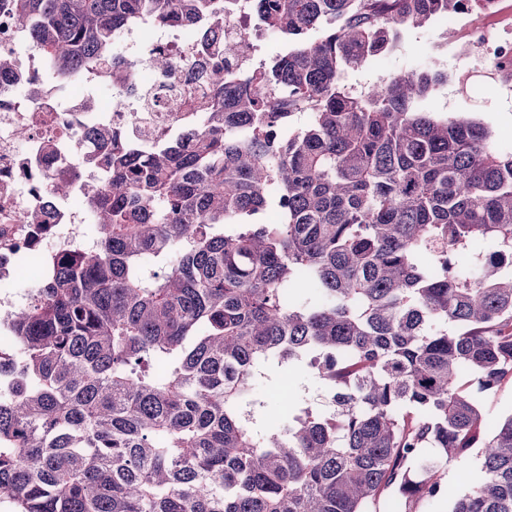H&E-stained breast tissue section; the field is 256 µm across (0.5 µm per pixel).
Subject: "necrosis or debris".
<instances>
[{"instance_id":"necrosis-or-debris-1","label":"necrosis or debris","mask_w":512,"mask_h":512,"mask_svg":"<svg viewBox=\"0 0 512 512\" xmlns=\"http://www.w3.org/2000/svg\"><path fill=\"white\" fill-rule=\"evenodd\" d=\"M451 24L477 39L483 56L503 74H512V39L479 26L473 12L451 17ZM141 28L124 26L116 41L124 69L138 76L136 92L113 90V102L91 106L92 90L84 82L60 81L52 75L39 46L7 19L0 17V53L12 56V75H0V277L10 275L18 260L45 259L61 246L81 245L89 236L92 213L82 193L83 179H104L102 170L84 165L80 152L91 151L92 131L112 127L147 151L156 144L185 136L202 121L194 100H164L168 84L192 88L196 39L190 24L173 21L157 29L154 40L138 45ZM163 53L173 70L163 75L147 61L151 53ZM39 82L38 96H30V82ZM162 97L159 111L145 109L146 96ZM55 170L72 174L73 190L67 199L58 198L44 174ZM40 210L52 232L34 239L28 220Z\"/></svg>"}]
</instances>
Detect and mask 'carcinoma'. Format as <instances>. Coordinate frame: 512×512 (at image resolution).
<instances>
[{"label":"carcinoma","mask_w":512,"mask_h":512,"mask_svg":"<svg viewBox=\"0 0 512 512\" xmlns=\"http://www.w3.org/2000/svg\"><path fill=\"white\" fill-rule=\"evenodd\" d=\"M240 0H0L67 78L138 18L195 26L206 120L140 154L102 129L96 244L46 256L0 318V493L11 512H512V151L421 109L436 66L353 93L342 73L479 0H247L286 51L246 77ZM310 114L294 132V114ZM477 242L497 256L474 272ZM304 279L315 292L304 294ZM304 372L326 408L285 393ZM249 15L246 12L224 16V40H235L249 36ZM483 411L491 419H500L512 411V380L479 398ZM480 467L481 458L478 448H474L465 461L448 466L445 481L448 483L449 494L453 495L462 490L470 480L480 476Z\"/></svg>","instance_id":"1"}]
</instances>
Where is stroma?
<instances>
[{
	"label": "stroma",
	"mask_w": 512,
	"mask_h": 512,
	"mask_svg": "<svg viewBox=\"0 0 512 512\" xmlns=\"http://www.w3.org/2000/svg\"><path fill=\"white\" fill-rule=\"evenodd\" d=\"M461 40L456 28L434 22L408 30L386 59L347 70L343 81L364 89L378 78L405 74L427 61H436L447 72L448 81L438 88L429 109L482 122L494 134L499 148L512 151V79L502 78L490 62L482 60L478 46H471L469 59L456 57L452 47Z\"/></svg>",
	"instance_id": "stroma-1"
}]
</instances>
